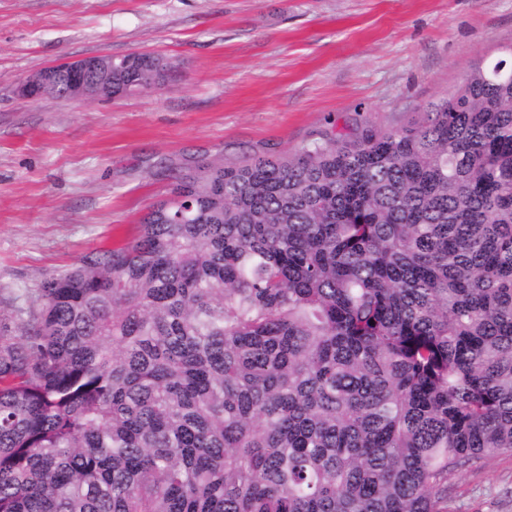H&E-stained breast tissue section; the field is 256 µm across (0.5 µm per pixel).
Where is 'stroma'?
<instances>
[{
  "instance_id": "1",
  "label": "stroma",
  "mask_w": 512,
  "mask_h": 512,
  "mask_svg": "<svg viewBox=\"0 0 512 512\" xmlns=\"http://www.w3.org/2000/svg\"><path fill=\"white\" fill-rule=\"evenodd\" d=\"M508 47L512 0H0V321L133 239L180 168L408 124ZM135 51L175 73L114 99L18 93L44 67ZM452 484V512H512V455Z\"/></svg>"
}]
</instances>
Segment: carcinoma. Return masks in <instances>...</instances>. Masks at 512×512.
<instances>
[{"mask_svg": "<svg viewBox=\"0 0 512 512\" xmlns=\"http://www.w3.org/2000/svg\"><path fill=\"white\" fill-rule=\"evenodd\" d=\"M498 454L512 48L407 125L186 171L0 323V512H450Z\"/></svg>", "mask_w": 512, "mask_h": 512, "instance_id": "obj_1", "label": "carcinoma"}]
</instances>
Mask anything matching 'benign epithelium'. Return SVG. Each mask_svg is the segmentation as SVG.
I'll use <instances>...</instances> for the list:
<instances>
[{"mask_svg":"<svg viewBox=\"0 0 512 512\" xmlns=\"http://www.w3.org/2000/svg\"><path fill=\"white\" fill-rule=\"evenodd\" d=\"M113 60L109 55H93L38 70L21 81L18 93L30 101L46 98L57 89L59 77L64 75L67 98L75 101L110 98Z\"/></svg>","mask_w":512,"mask_h":512,"instance_id":"obj_1","label":"benign epithelium"}]
</instances>
